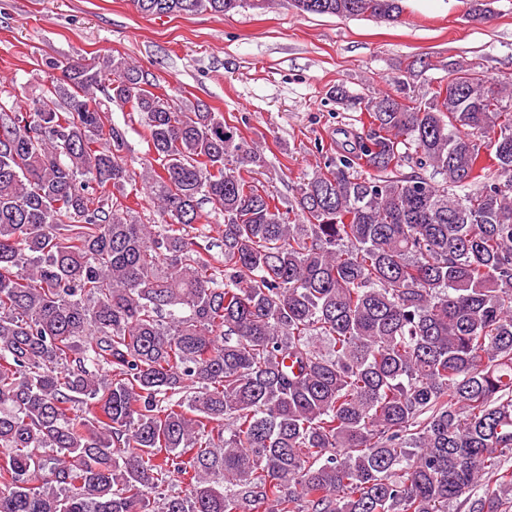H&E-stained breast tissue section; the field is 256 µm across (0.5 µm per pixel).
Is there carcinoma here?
I'll use <instances>...</instances> for the list:
<instances>
[{"instance_id": "1", "label": "carcinoma", "mask_w": 512, "mask_h": 512, "mask_svg": "<svg viewBox=\"0 0 512 512\" xmlns=\"http://www.w3.org/2000/svg\"><path fill=\"white\" fill-rule=\"evenodd\" d=\"M46 67L28 110L0 105V512H148L173 479L189 495L155 512L512 509V89L461 69L370 96L290 200L127 58ZM96 90L144 126L151 224L89 190L130 180Z\"/></svg>"}]
</instances>
